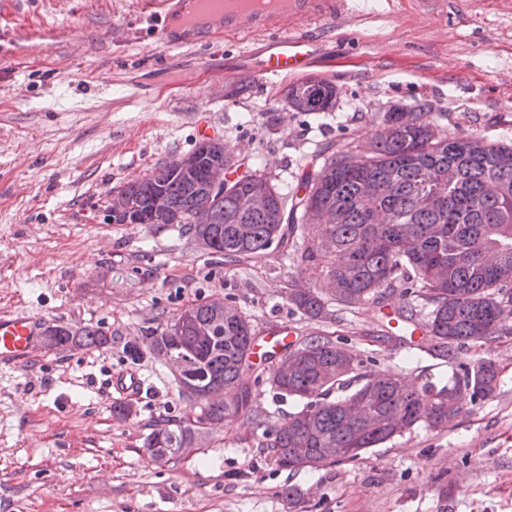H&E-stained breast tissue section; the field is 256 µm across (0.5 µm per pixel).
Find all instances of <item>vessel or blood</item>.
Here are the masks:
<instances>
[{
  "label": "vessel or blood",
  "mask_w": 512,
  "mask_h": 512,
  "mask_svg": "<svg viewBox=\"0 0 512 512\" xmlns=\"http://www.w3.org/2000/svg\"><path fill=\"white\" fill-rule=\"evenodd\" d=\"M161 26L158 38L172 47L205 41L219 45L251 31L269 32L264 48L242 68L247 77L263 81L271 76L296 77L309 71L322 47L310 35L314 24L337 20L341 0H287L285 7L257 9L249 0L230 6L226 0H145ZM294 332L285 325L255 343L253 359L265 360L286 350ZM43 351V324L25 314L0 315V367L33 363Z\"/></svg>",
  "instance_id": "obj_1"
}]
</instances>
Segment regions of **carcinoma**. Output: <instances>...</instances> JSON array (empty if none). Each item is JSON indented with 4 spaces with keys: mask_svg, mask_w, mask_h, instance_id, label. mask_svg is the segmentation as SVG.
Here are the masks:
<instances>
[{
    "mask_svg": "<svg viewBox=\"0 0 512 512\" xmlns=\"http://www.w3.org/2000/svg\"><path fill=\"white\" fill-rule=\"evenodd\" d=\"M337 95L329 81L311 87L304 81L290 84L283 99L296 112H328ZM327 151L293 172L302 197L282 192L258 169L222 180L241 163L221 142H200L187 153L196 161L190 173L166 161L116 195L133 214L151 218L154 197L164 194L163 223L231 261L278 249L296 266L288 302L306 320L332 318L330 298L346 307H381L399 297L397 319L423 330L425 351L448 363V379L417 385L392 370H366L355 351L316 336L290 345L251 383L256 336L250 317L215 299L193 302L125 347L132 360L145 350L166 359L179 347V391L201 396L195 418L150 424L143 447L153 461L179 458L226 417L262 427L251 398L252 386L263 382L302 402L258 442L290 471L362 459L419 426L441 431L450 422L448 403L458 416L496 392L494 359L465 363L460 353L512 336V145L450 135L424 102L412 112L384 113L363 150ZM366 180L377 186L376 210L362 204ZM258 192L265 207L245 208V199ZM326 206L340 210L339 223H318ZM44 335L54 349L112 341L93 325H49Z\"/></svg>",
    "mask_w": 512,
    "mask_h": 512,
    "instance_id": "carcinoma-1",
    "label": "carcinoma"
}]
</instances>
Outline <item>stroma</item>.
I'll use <instances>...</instances> for the list:
<instances>
[{
    "label": "stroma",
    "instance_id": "35a3bbf8",
    "mask_svg": "<svg viewBox=\"0 0 512 512\" xmlns=\"http://www.w3.org/2000/svg\"><path fill=\"white\" fill-rule=\"evenodd\" d=\"M154 24L140 0H0V37L62 34L0 58V313L112 335L104 348H49L0 369V512H512V337L490 349L501 367L492 398L364 459L290 472L229 417L191 453L152 461L149 422L195 408L169 363L130 360L124 346L196 300L224 299L260 336L285 324L300 340L342 342L419 384L448 366L402 326L380 341L389 324L376 308L301 319L287 299L295 266L278 252L227 262L172 225L107 215L111 189L206 137L280 185L322 143L364 144L385 112L423 101L448 132L512 142V0H345L339 22L312 30L325 49L312 73L338 89L330 112L286 110L285 80L234 75L262 35L173 48ZM128 372L146 381L141 397L111 387ZM123 402L132 417L113 414Z\"/></svg>",
    "mask_w": 512,
    "mask_h": 512
}]
</instances>
